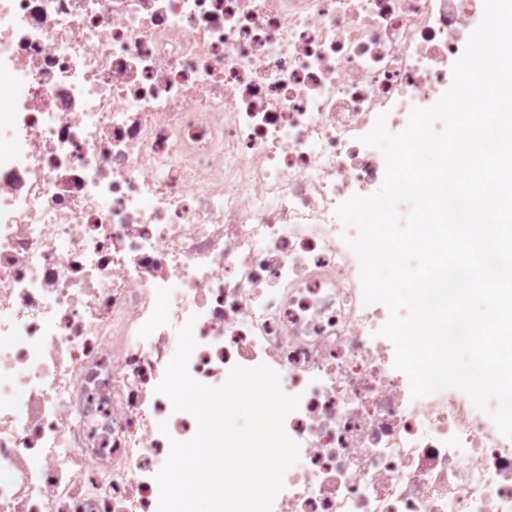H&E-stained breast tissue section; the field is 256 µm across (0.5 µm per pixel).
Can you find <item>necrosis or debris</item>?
Instances as JSON below:
<instances>
[{
  "instance_id": "necrosis-or-debris-1",
  "label": "necrosis or debris",
  "mask_w": 512,
  "mask_h": 512,
  "mask_svg": "<svg viewBox=\"0 0 512 512\" xmlns=\"http://www.w3.org/2000/svg\"><path fill=\"white\" fill-rule=\"evenodd\" d=\"M484 0H0V512H158L156 393L268 365L299 396L273 512H512V439L411 399L338 204L432 106Z\"/></svg>"
}]
</instances>
